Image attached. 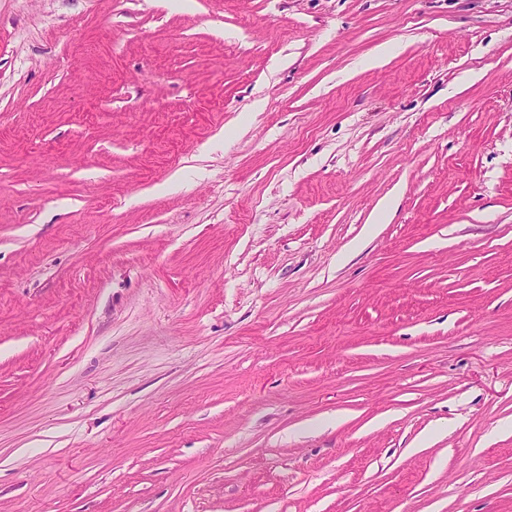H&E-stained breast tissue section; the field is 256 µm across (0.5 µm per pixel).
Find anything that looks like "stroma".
Here are the masks:
<instances>
[{
	"label": "stroma",
	"instance_id": "35a3bbf8",
	"mask_svg": "<svg viewBox=\"0 0 512 512\" xmlns=\"http://www.w3.org/2000/svg\"><path fill=\"white\" fill-rule=\"evenodd\" d=\"M0 512H512V0H0Z\"/></svg>",
	"mask_w": 512,
	"mask_h": 512
}]
</instances>
